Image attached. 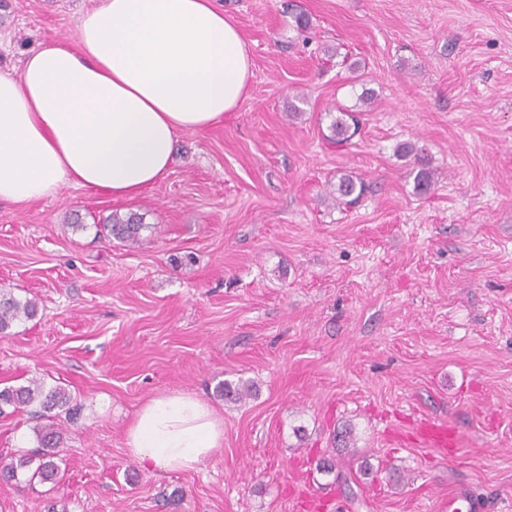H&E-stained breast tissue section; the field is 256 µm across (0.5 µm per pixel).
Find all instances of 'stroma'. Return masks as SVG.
I'll use <instances>...</instances> for the list:
<instances>
[{
	"label": "stroma",
	"mask_w": 512,
	"mask_h": 512,
	"mask_svg": "<svg viewBox=\"0 0 512 512\" xmlns=\"http://www.w3.org/2000/svg\"><path fill=\"white\" fill-rule=\"evenodd\" d=\"M215 3L253 77L236 111L179 134L162 181L133 199L66 185L0 201V290L39 301L0 338V389L36 376L74 407L56 482H0V512H298L302 490L333 493L328 512H443L458 487L506 512L512 0ZM91 4L0 0V71L75 43ZM366 87L361 133L335 149L332 116ZM403 142L432 158L428 194ZM345 173L367 187L347 211L330 198ZM115 210L142 214L138 244L97 236ZM225 380L252 396L224 401ZM175 392L224 424L193 472L125 444L143 404ZM414 412L456 429L452 457L399 441ZM34 425L0 415V465L36 447Z\"/></svg>",
	"instance_id": "35a3bbf8"
}]
</instances>
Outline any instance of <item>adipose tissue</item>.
<instances>
[{
  "label": "adipose tissue",
  "instance_id": "obj_1",
  "mask_svg": "<svg viewBox=\"0 0 512 512\" xmlns=\"http://www.w3.org/2000/svg\"><path fill=\"white\" fill-rule=\"evenodd\" d=\"M236 23L211 0H93L75 45L29 53L0 72V201L65 185L131 198L160 182L178 135L236 111L252 78ZM224 442L210 407L150 398L127 430L143 465L193 471Z\"/></svg>",
  "mask_w": 512,
  "mask_h": 512
}]
</instances>
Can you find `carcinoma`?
<instances>
[{
	"instance_id": "obj_1",
	"label": "carcinoma",
	"mask_w": 512,
	"mask_h": 512,
	"mask_svg": "<svg viewBox=\"0 0 512 512\" xmlns=\"http://www.w3.org/2000/svg\"><path fill=\"white\" fill-rule=\"evenodd\" d=\"M329 131L330 135L326 136V140L336 148L343 149L351 145L352 139L359 131V119L355 111L339 110V115L331 122ZM397 151L405 157L414 156V161L420 166L416 176V191L421 195L428 194L433 184L428 155L411 142L400 144ZM363 191L362 183L350 174H343L332 187L331 198L334 205L347 209L359 201ZM147 228L148 225L143 223L142 215L132 212L121 215L115 212L100 225V232L107 238L134 245L139 242L141 232ZM38 309V300L34 297L22 300L10 292L0 291V338L10 335L14 323L34 319ZM252 388L253 385L248 383L234 384L226 380L218 384L216 393L225 401L236 403L251 396ZM70 402L71 395L65 389L54 387L48 390L44 382L37 377L28 379L25 385L0 389V414L6 407L16 410L35 403L40 405V409L34 411L35 418L39 420V424L34 427L38 446L0 466L1 479L7 482L17 479L18 473L28 469L36 460L38 464L31 478L37 477L42 482L56 480L59 471L57 456L60 455L59 447L65 428L56 421L57 415L50 414V411L60 409L68 414Z\"/></svg>"
}]
</instances>
